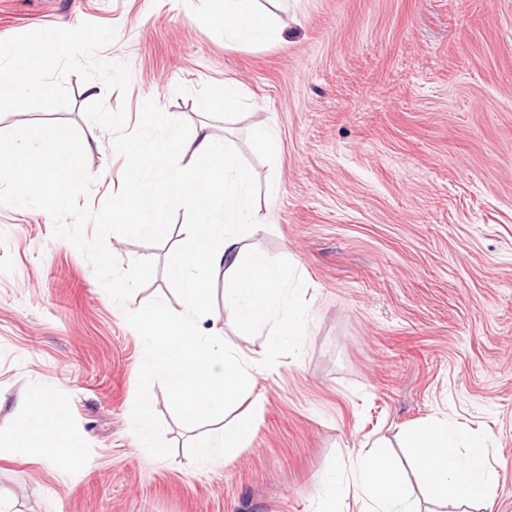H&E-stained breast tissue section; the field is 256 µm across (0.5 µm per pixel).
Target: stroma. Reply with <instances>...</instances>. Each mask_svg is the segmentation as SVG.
<instances>
[{"label":"stroma","mask_w":512,"mask_h":512,"mask_svg":"<svg viewBox=\"0 0 512 512\" xmlns=\"http://www.w3.org/2000/svg\"><path fill=\"white\" fill-rule=\"evenodd\" d=\"M280 40L228 48L179 0H0V39L82 22L110 25L101 59L130 71L127 97L68 75V108L0 116V131L65 122L92 149L89 202L117 192L126 161L84 107L127 103V129L151 99L232 144L260 184L263 224L246 248L292 262L305 282L299 357L255 375L251 441L223 466H194L215 424L182 427L164 388L154 409L173 446L136 447L131 411L143 343L89 262L53 238L44 211L0 206V426L20 394L61 404L90 460L80 466L0 448V497L12 512H316L317 482L389 441L422 512L436 502L404 434L447 417L510 461L497 512H512V0H281ZM244 104L202 114L224 82ZM274 124V149L255 140ZM176 217L154 245L110 236L121 265L156 262L129 300L183 307L165 275L182 241ZM225 341L260 359L266 335L224 317Z\"/></svg>","instance_id":"35a3bbf8"}]
</instances>
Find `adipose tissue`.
Listing matches in <instances>:
<instances>
[{
	"label": "adipose tissue",
	"mask_w": 512,
	"mask_h": 512,
	"mask_svg": "<svg viewBox=\"0 0 512 512\" xmlns=\"http://www.w3.org/2000/svg\"><path fill=\"white\" fill-rule=\"evenodd\" d=\"M224 32V43L243 47L276 39L282 19L259 0H206ZM17 418L0 427V447L19 452L36 449L47 460L69 458L84 461L82 445L70 430L69 418L54 398L45 393L20 395ZM252 418L224 426L211 440L198 446L197 460L224 465L250 441ZM406 444L413 448L431 494L449 503L476 502L483 512H493L501 476L489 461V449L479 436L460 424L432 419L410 430ZM367 502L368 512H417L400 476L392 453L377 443L359 457L351 478L328 472L320 483V512H340L347 498Z\"/></svg>",
	"instance_id": "obj_1"
}]
</instances>
